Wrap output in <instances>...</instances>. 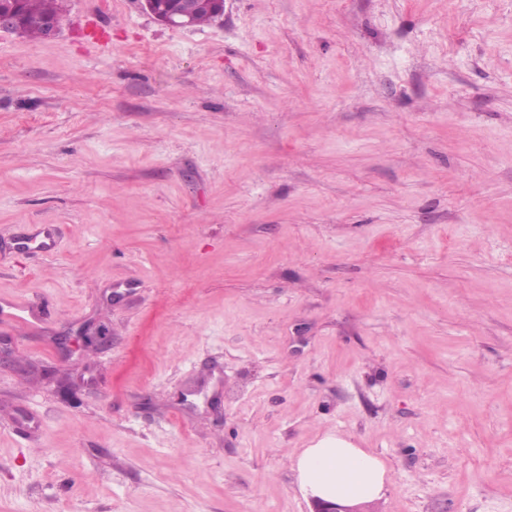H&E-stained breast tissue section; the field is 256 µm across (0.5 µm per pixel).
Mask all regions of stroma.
I'll return each instance as SVG.
<instances>
[{
	"label": "stroma",
	"instance_id": "obj_1",
	"mask_svg": "<svg viewBox=\"0 0 512 512\" xmlns=\"http://www.w3.org/2000/svg\"><path fill=\"white\" fill-rule=\"evenodd\" d=\"M63 3L0 31V512H309L336 433L512 512V0ZM28 3L26 5V8L28 6L31 7V9L41 15L49 19L45 22L44 29H42L39 26H30L25 27L23 30V33L21 35H24L26 37H32V38H44L49 37L57 32L59 28V19H56L55 17L60 18L61 14V4L58 2H62L60 0H27ZM46 32V36H45ZM145 0L147 10L160 23L173 27H188L211 22L214 17L223 18L224 0ZM196 1H209V8L213 13H199L193 23ZM36 316L33 314L29 304L12 299L5 301L1 299L0 304V324L1 326H14L17 324H24L27 327L34 325Z\"/></svg>",
	"mask_w": 512,
	"mask_h": 512
}]
</instances>
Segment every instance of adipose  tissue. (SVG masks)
<instances>
[{"label":"adipose tissue","mask_w":512,"mask_h":512,"mask_svg":"<svg viewBox=\"0 0 512 512\" xmlns=\"http://www.w3.org/2000/svg\"><path fill=\"white\" fill-rule=\"evenodd\" d=\"M296 468L305 490L342 503L380 497L387 474L379 458L339 435L324 437L304 449Z\"/></svg>","instance_id":"ef3b65f1"}]
</instances>
